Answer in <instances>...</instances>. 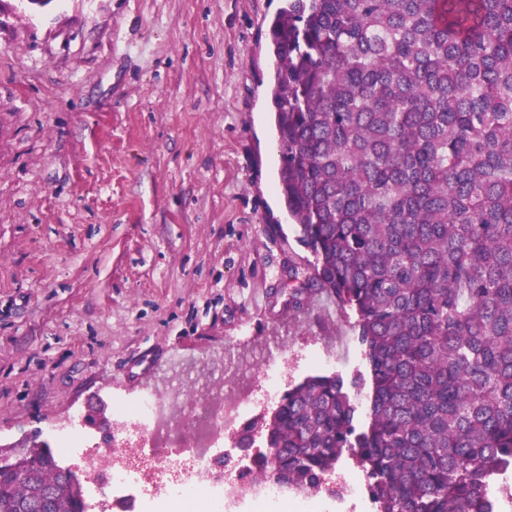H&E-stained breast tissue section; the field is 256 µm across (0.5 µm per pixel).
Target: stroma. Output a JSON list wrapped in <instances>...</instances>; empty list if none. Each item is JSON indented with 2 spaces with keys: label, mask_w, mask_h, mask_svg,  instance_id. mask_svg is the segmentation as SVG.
<instances>
[{
  "label": "stroma",
  "mask_w": 512,
  "mask_h": 512,
  "mask_svg": "<svg viewBox=\"0 0 512 512\" xmlns=\"http://www.w3.org/2000/svg\"><path fill=\"white\" fill-rule=\"evenodd\" d=\"M282 0H0V446L180 380L369 385L277 192L267 21ZM335 354L334 366L312 363Z\"/></svg>",
  "instance_id": "1"
}]
</instances>
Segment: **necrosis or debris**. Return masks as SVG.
<instances>
[{"label":"necrosis or debris","mask_w":512,"mask_h":512,"mask_svg":"<svg viewBox=\"0 0 512 512\" xmlns=\"http://www.w3.org/2000/svg\"><path fill=\"white\" fill-rule=\"evenodd\" d=\"M288 358L266 352L250 366L238 369L234 386L225 394L188 399L181 385L141 395L133 406L118 405L132 429L101 444H86L75 428H55L51 434L63 450L80 449V469L88 486L99 492L98 512H222L223 459L220 450L262 403L275 396ZM267 386L257 392L255 378ZM190 430H183V419ZM233 483L248 492L256 506L270 501L313 512L320 490L281 486L256 478L250 467H239Z\"/></svg>","instance_id":"4bbe7bcc"}]
</instances>
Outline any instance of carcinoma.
<instances>
[{
    "instance_id": "1",
    "label": "carcinoma",
    "mask_w": 512,
    "mask_h": 512,
    "mask_svg": "<svg viewBox=\"0 0 512 512\" xmlns=\"http://www.w3.org/2000/svg\"><path fill=\"white\" fill-rule=\"evenodd\" d=\"M279 188L357 316L367 423L310 376L266 438L284 481L344 455L377 512H497L512 469V0H285L269 24ZM85 512L49 447L0 459V512Z\"/></svg>"
}]
</instances>
